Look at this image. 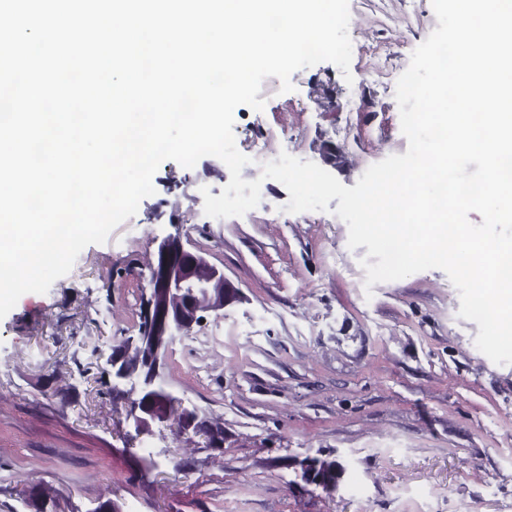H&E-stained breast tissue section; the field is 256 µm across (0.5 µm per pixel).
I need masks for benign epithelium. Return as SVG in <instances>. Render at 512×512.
Segmentation results:
<instances>
[{"mask_svg":"<svg viewBox=\"0 0 512 512\" xmlns=\"http://www.w3.org/2000/svg\"><path fill=\"white\" fill-rule=\"evenodd\" d=\"M149 287L143 312L146 326L111 358L112 388L130 385L143 398L128 412V420L137 432L167 417L172 396L161 376L174 339L189 335L204 320V314L222 311L236 299V288L224 273L186 249L178 236H169L158 244L156 260L150 265ZM180 427L208 436L216 448L224 445L223 430L211 427L193 410H184ZM315 468L310 460L303 464L305 479L328 490L336 489L343 474H336L334 481H325L315 475Z\"/></svg>","mask_w":512,"mask_h":512,"instance_id":"obj_1","label":"benign epithelium"}]
</instances>
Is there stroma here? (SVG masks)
<instances>
[{"mask_svg":"<svg viewBox=\"0 0 512 512\" xmlns=\"http://www.w3.org/2000/svg\"><path fill=\"white\" fill-rule=\"evenodd\" d=\"M345 81L334 64L266 78L263 110L238 107L240 152L262 146L355 186L405 154L396 85L438 26L431 0H349ZM226 164L168 160L155 193L107 242L84 248L46 293L0 319V512H512V364L479 351L447 274L429 269L361 288L348 226L328 210L286 212L261 180L258 206L217 221ZM180 237L240 299L173 341L163 377L171 408L197 409L224 445L174 415L141 433L112 388L107 358L136 336L158 243ZM333 459L336 490L302 462Z\"/></svg>","mask_w":512,"mask_h":512,"instance_id":"obj_1","label":"stroma"}]
</instances>
